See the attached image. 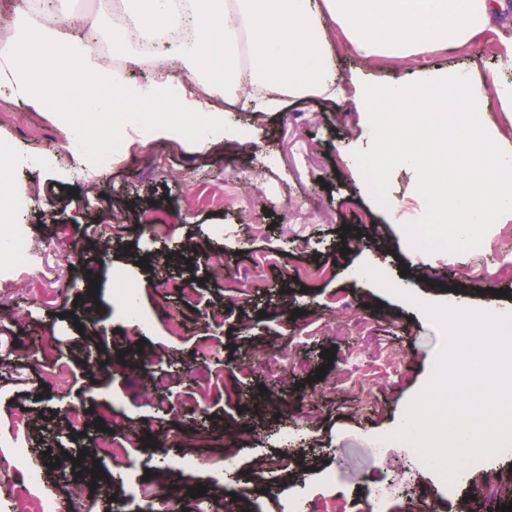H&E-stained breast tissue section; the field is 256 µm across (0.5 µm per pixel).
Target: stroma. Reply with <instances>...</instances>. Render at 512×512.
Here are the masks:
<instances>
[{
	"label": "stroma",
	"instance_id": "1",
	"mask_svg": "<svg viewBox=\"0 0 512 512\" xmlns=\"http://www.w3.org/2000/svg\"><path fill=\"white\" fill-rule=\"evenodd\" d=\"M112 3L61 0L50 23L85 14L107 45L117 22ZM328 29L345 79L362 71L381 87L413 82L423 68L474 72L491 107L487 120L512 149V119L494 109L497 60L511 29L486 31L452 51L369 59L336 23ZM225 119L243 132L241 143L200 148L124 132L111 165L96 169L91 192L80 176L88 163L70 153L59 110L0 94V140L20 158L16 190L28 197L16 221L28 225L42 269L16 273L0 289V448L9 449L15 433L24 439L22 462L0 483V512H35L23 490L33 469L58 487L56 512L70 498L81 512H110L114 496L131 487L138 500L155 502L164 491L145 473L163 464L180 472L178 505L186 512L201 503L219 512L225 488L243 495L270 481L279 492L262 499L259 512H281L287 497L332 496L352 512H369L379 493L383 512H415L422 493L434 512H483V490L512 471V451L466 468L451 498L410 446L382 437L428 383L444 343L421 304L512 309V277L491 263L464 276L448 250L412 237L417 225L440 235L426 222L418 176L397 166L370 187L354 160L373 154L377 142L364 135L351 98H290L265 113L230 105ZM383 197L402 206L401 223L378 209ZM142 257L147 267L139 266ZM363 265L409 287L410 298L360 274ZM214 266L254 273L244 299L226 301ZM91 275L99 278L94 297ZM124 282L147 318L139 340L119 305ZM182 283L193 293H180ZM500 288L507 291L501 298ZM95 305L99 313L87 319ZM211 310L223 311L224 321L209 328L203 319ZM16 343L29 347V358L11 356ZM56 343L66 349L62 386L38 354ZM272 347L280 355L275 372L258 365ZM95 357L101 365L89 369ZM205 365L207 384L198 376ZM75 408L85 411L83 423L69 422ZM101 426L122 446L124 462L95 448ZM146 433L152 446L141 440ZM228 450L237 467L226 482L220 466ZM82 451L98 461L111 490L73 465ZM283 455L287 469L255 472L256 461ZM199 484L207 491L198 500L190 492Z\"/></svg>",
	"mask_w": 512,
	"mask_h": 512
}]
</instances>
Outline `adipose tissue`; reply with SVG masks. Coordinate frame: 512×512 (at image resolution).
<instances>
[{
	"mask_svg": "<svg viewBox=\"0 0 512 512\" xmlns=\"http://www.w3.org/2000/svg\"><path fill=\"white\" fill-rule=\"evenodd\" d=\"M123 25L113 46L149 42L176 32L164 50L177 61L180 91L161 93L168 71L145 84L106 64L95 49L96 27L74 34L56 27L16 24L0 40V75L26 103L55 97L66 112L101 119L113 137L134 120L148 132L167 131L203 144L224 137L219 108L189 95L203 80L256 112H272L285 96H344L353 90L367 132L380 145L366 160L371 183L404 164L419 173L427 218L478 225L512 215V151L500 148L485 125L488 106L471 72L423 69L414 84L380 88L364 73L342 80L333 68L327 22L337 23L363 57H410L430 49H456L490 29L512 5L507 0H121ZM465 112L467 127L454 145L428 130L434 110Z\"/></svg>",
	"mask_w": 512,
	"mask_h": 512,
	"instance_id": "ef3b65f1",
	"label": "adipose tissue"
}]
</instances>
